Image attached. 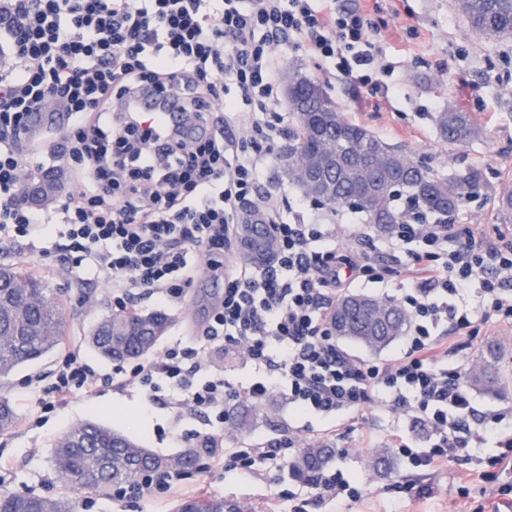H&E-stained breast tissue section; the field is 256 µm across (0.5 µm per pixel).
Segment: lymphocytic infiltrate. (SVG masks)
<instances>
[{"instance_id":"lymphocytic-infiltrate-1","label":"lymphocytic infiltrate","mask_w":512,"mask_h":512,"mask_svg":"<svg viewBox=\"0 0 512 512\" xmlns=\"http://www.w3.org/2000/svg\"><path fill=\"white\" fill-rule=\"evenodd\" d=\"M367 14L337 13L333 0H11L0 28V242L30 246L60 216L51 254L80 280L89 264L110 285L113 308L129 312L136 293L163 303L181 299L198 261L224 279V297L187 342L120 368L116 388L162 384L193 408L223 415L230 401L259 404L284 396L301 413L323 418L380 404L420 420L431 433L417 451L398 431L390 448L433 471L494 439L499 461L512 460V434L472 429L474 408L453 361L492 321L512 326V233L461 224H398L373 253L370 225L345 245L327 216L287 217L263 174L286 132L277 74L288 47L328 60L369 97L388 94L369 37ZM144 89L175 90L182 111L210 117L209 137L188 142L180 130L147 124L128 100ZM63 112L67 133L53 155L70 173L54 210L34 207L23 182L44 164L25 142L30 112ZM256 215L275 242L271 260L232 262L237 229ZM392 278L410 318L392 361L348 355L331 329V309L358 279ZM475 305L456 302L473 280ZM241 354L260 375L235 385L223 374L195 383L206 349ZM100 379L68 354L48 408L74 395L92 399ZM213 468L256 477L284 468L301 446L290 432L267 443L224 447L216 430L192 433ZM311 504L358 501L362 489L341 469L306 481Z\"/></svg>"}]
</instances>
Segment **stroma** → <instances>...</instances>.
Segmentation results:
<instances>
[{"label": "stroma", "mask_w": 512, "mask_h": 512, "mask_svg": "<svg viewBox=\"0 0 512 512\" xmlns=\"http://www.w3.org/2000/svg\"><path fill=\"white\" fill-rule=\"evenodd\" d=\"M337 9L360 7L368 13L372 38L380 64L391 66L390 91L379 99L377 107L367 106L360 90L351 83L329 75L328 63L307 58L301 51L288 50L282 58V70L293 68L320 83L341 112L356 124L368 127L391 145L403 148L415 160L435 172L451 175L480 171L482 180L473 195L456 212L453 221L475 230L493 224L495 195L502 181L512 179V37L489 40L475 35L458 14L454 0H336ZM455 108L470 113L481 127L480 138L462 145L444 142L435 117L438 112ZM45 240L36 248L0 245V265L19 262L36 268L55 290L62 303L64 342L40 359L20 366L8 378L0 379V393L11 399L16 424L0 433V462L10 464L7 490L43 496L65 494L50 462L51 445L66 429L85 419L111 425L154 453L172 456L183 444L176 432L202 431L203 413L183 407L175 410L176 391L167 389L160 401H150L145 390L130 386L116 389L103 386L93 400L77 397L62 410L43 411L40 400L55 380L56 371L66 354L78 353L103 378L112 377L113 362L88 348L85 336L112 307L105 285L84 273L82 285H75L66 267L56 257L41 255ZM224 294V282L200 273L187 288V299L170 307L173 324L157 351L189 335L202 321L211 305ZM500 348L502 360L512 372V328L486 324L470 348L461 352L464 372L480 363L487 344ZM228 434L224 446L276 438L290 427L302 430L306 424L325 430L326 439L337 448L332 467L361 484L362 497L354 503L328 501L308 512H460L464 501L486 504L490 512H512V496H498L495 484L512 482V469L497 470L496 483L479 481V472L488 470L498 449L494 442L473 445L467 459L449 462L440 472L413 468L400 456H392L390 469H374L376 451L384 449L389 431L398 429L415 446H424L428 431L413 418L372 406L359 414L355 428L345 420H308L278 394L262 404L232 402L224 408ZM375 435L373 447L361 448L362 433ZM204 482V498H220L239 505L242 512H267L272 500L285 489H297L299 481L291 470L271 471L264 477L247 479L234 471H218L202 465L187 475L186 490L168 494L156 502L142 503L133 497L118 501L98 493L78 494V512H174L185 499L195 498L194 486ZM402 481L431 488V495L410 499H390L383 495L386 484ZM469 497H462V490Z\"/></svg>", "instance_id": "stroma-1"}]
</instances>
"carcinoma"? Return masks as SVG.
<instances>
[{
	"instance_id": "1",
	"label": "carcinoma",
	"mask_w": 512,
	"mask_h": 512,
	"mask_svg": "<svg viewBox=\"0 0 512 512\" xmlns=\"http://www.w3.org/2000/svg\"><path fill=\"white\" fill-rule=\"evenodd\" d=\"M457 11L478 36H512V0H455ZM288 81L301 94L304 111L292 112L294 127L279 156L288 181L306 194L338 210L361 214L381 233L403 223L407 213L399 201L407 200L438 220L453 216L480 175L440 176L389 144L365 126L349 122L323 87L300 71L288 72ZM440 137L462 145L481 136V128L467 112L451 108L436 117ZM315 170L324 188H312L298 177L299 164ZM499 224H512V182L502 184L495 197ZM405 310L391 300L348 293L333 308L336 336L381 350L405 334ZM172 318L165 312L108 314L86 336L87 343L112 361L148 355L166 335ZM59 299L34 271L0 266V377L35 361L59 345ZM499 353L489 347L483 367L469 376L473 386L488 393L503 384ZM16 413L10 398L0 393V432L14 426ZM202 451L186 448L174 456L159 455L141 444L88 420L60 435L53 444L51 464L57 477L72 491L106 494L144 477L172 471L185 474L198 467ZM336 455L323 441L307 444L290 462L292 474L311 479ZM70 496L47 497L33 493L0 492V512H75ZM175 512H238L224 500L181 501Z\"/></svg>"
}]
</instances>
